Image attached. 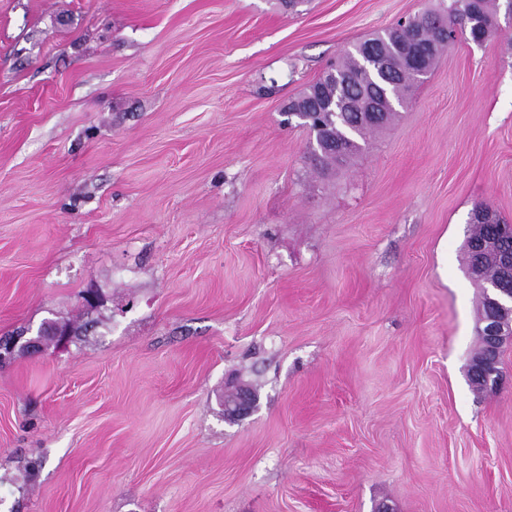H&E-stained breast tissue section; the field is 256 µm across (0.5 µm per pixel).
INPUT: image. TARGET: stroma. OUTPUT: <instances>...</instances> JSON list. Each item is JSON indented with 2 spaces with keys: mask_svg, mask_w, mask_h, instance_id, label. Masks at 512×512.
<instances>
[{
  "mask_svg": "<svg viewBox=\"0 0 512 512\" xmlns=\"http://www.w3.org/2000/svg\"><path fill=\"white\" fill-rule=\"evenodd\" d=\"M440 2L0 0V338L75 330L0 361V512H512L464 255L512 221V17L342 167L284 112ZM72 327L68 323L61 322H46L38 330L35 337L29 338L25 341L24 346L29 348V351L40 352L43 349V342L47 337L51 341L60 343L68 336H71ZM255 396L248 389L241 388L224 400V415L228 420L238 421L247 416L254 405Z\"/></svg>",
  "mask_w": 512,
  "mask_h": 512,
  "instance_id": "obj_1",
  "label": "stroma"
}]
</instances>
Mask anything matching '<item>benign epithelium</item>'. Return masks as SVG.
Returning <instances> with one entry per match:
<instances>
[{
  "instance_id": "benign-epithelium-1",
  "label": "benign epithelium",
  "mask_w": 512,
  "mask_h": 512,
  "mask_svg": "<svg viewBox=\"0 0 512 512\" xmlns=\"http://www.w3.org/2000/svg\"><path fill=\"white\" fill-rule=\"evenodd\" d=\"M385 97L373 92L366 94L358 103L359 115L372 122L381 120L386 111L381 106ZM477 252H492L497 256L500 281L490 283L485 288L487 316L480 320L479 335L484 355L474 356L473 371L477 372L484 387H493L500 381V372L493 363V356L499 352L506 341L512 340V250L507 252L499 248L497 240L490 238L478 244ZM72 333L68 323L47 322L41 326L37 335L25 341L24 346L33 352L43 349L46 339L60 343ZM255 396L249 390L241 388L224 400V415L228 420L238 421L247 416L254 405Z\"/></svg>"
}]
</instances>
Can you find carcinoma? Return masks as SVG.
Segmentation results:
<instances>
[{
  "instance_id": "cac0c4a2",
  "label": "carcinoma",
  "mask_w": 512,
  "mask_h": 512,
  "mask_svg": "<svg viewBox=\"0 0 512 512\" xmlns=\"http://www.w3.org/2000/svg\"><path fill=\"white\" fill-rule=\"evenodd\" d=\"M499 0H451L439 11L425 12L411 17L407 28H389L345 52L336 60V72L349 79L348 89L358 97L367 92L378 75L387 76L388 93L404 101L412 91L416 77L433 68L440 53L447 49L461 32L480 45L497 25ZM403 43L419 56V66L392 54L391 47ZM303 108L317 106L322 109V130L318 132L324 142L346 144L343 159L355 156L360 146L357 139L383 128L394 115L389 111L382 122H368L358 117L348 104L336 103V79L326 73L310 85L298 98ZM502 237L503 244L512 248V224H476L470 239Z\"/></svg>"
}]
</instances>
